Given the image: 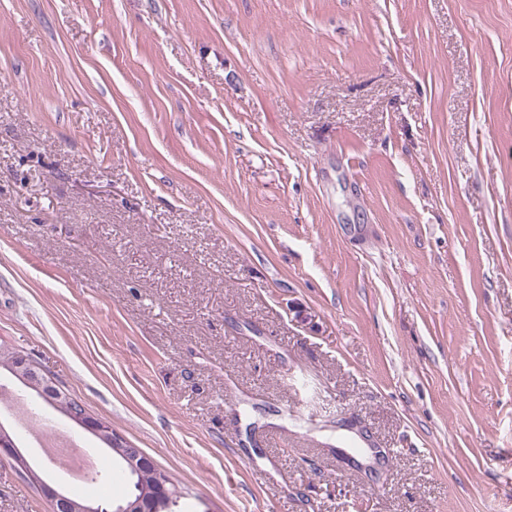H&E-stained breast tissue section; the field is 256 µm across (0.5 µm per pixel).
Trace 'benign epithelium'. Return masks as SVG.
Here are the masks:
<instances>
[{
	"instance_id": "benign-epithelium-1",
	"label": "benign epithelium",
	"mask_w": 512,
	"mask_h": 512,
	"mask_svg": "<svg viewBox=\"0 0 512 512\" xmlns=\"http://www.w3.org/2000/svg\"><path fill=\"white\" fill-rule=\"evenodd\" d=\"M6 361L0 365V380L16 382L33 393L37 400L54 405L56 401L51 395H63L62 390L47 376L40 366L24 353L10 348L0 351ZM64 415L86 432L93 435L120 464L123 472L130 476L142 474L145 469L155 467L154 460L142 449L134 447L127 439L112 432V428L104 421L90 415L85 408L70 409ZM9 456L16 465V470L32 478L41 495L48 501L50 512H133L148 503L152 512H165L172 503L167 492L168 481L160 476L152 487L143 489L142 494L134 501H120L114 510L101 504L87 501L75 493L43 480L32 468L28 458L18 447L14 434L0 422V456Z\"/></svg>"
}]
</instances>
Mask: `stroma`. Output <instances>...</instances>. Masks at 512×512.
Segmentation results:
<instances>
[{
    "label": "stroma",
    "mask_w": 512,
    "mask_h": 512,
    "mask_svg": "<svg viewBox=\"0 0 512 512\" xmlns=\"http://www.w3.org/2000/svg\"><path fill=\"white\" fill-rule=\"evenodd\" d=\"M0 343L173 512H512V0H0ZM63 413L71 422L93 435L129 476L140 475L144 469L155 468L154 460L141 448L134 447L127 439L112 432L106 422L90 415L85 407Z\"/></svg>",
    "instance_id": "1"
}]
</instances>
